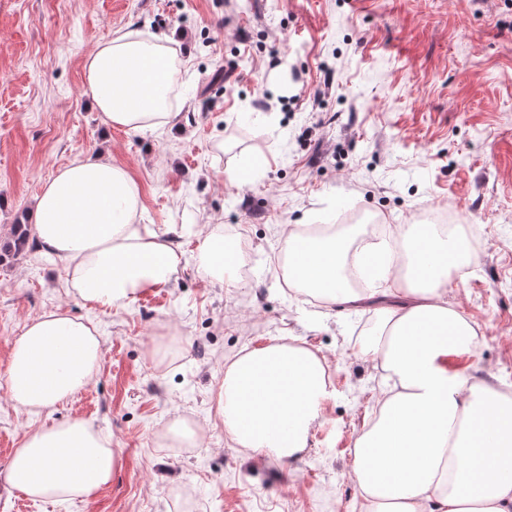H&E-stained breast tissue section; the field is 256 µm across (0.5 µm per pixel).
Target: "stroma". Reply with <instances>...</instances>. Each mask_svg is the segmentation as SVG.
Segmentation results:
<instances>
[{"instance_id":"obj_1","label":"stroma","mask_w":512,"mask_h":512,"mask_svg":"<svg viewBox=\"0 0 512 512\" xmlns=\"http://www.w3.org/2000/svg\"><path fill=\"white\" fill-rule=\"evenodd\" d=\"M118 30L173 37L175 116L144 133L106 127L86 92L88 56ZM96 154L139 184L140 223L188 254L218 224L235 252L223 281L189 263L119 310L70 295L41 248L0 263V512H352V448L382 389L359 352L374 309L284 288V225L453 212L479 247L448 300L478 346L448 368L512 391V0H0V241L57 168ZM55 308L98 326L100 369L68 402L17 410L8 340ZM292 338L327 356L329 395L285 464L225 441L214 389L252 343ZM174 412L201 446L164 439ZM71 417L111 434V482L21 503L3 478L12 449Z\"/></svg>"}]
</instances>
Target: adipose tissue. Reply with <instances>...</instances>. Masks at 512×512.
<instances>
[{"instance_id":"adipose-tissue-1","label":"adipose tissue","mask_w":512,"mask_h":512,"mask_svg":"<svg viewBox=\"0 0 512 512\" xmlns=\"http://www.w3.org/2000/svg\"><path fill=\"white\" fill-rule=\"evenodd\" d=\"M85 68L108 125L146 130L170 119L174 71L163 45L121 32L99 44ZM139 196L126 169L98 156L58 169L41 186L33 231L63 261L75 298L126 308L189 259L139 223ZM398 236L405 250H387L374 289L347 280L354 240L346 231L288 249L290 279L326 303L383 296L377 325L360 342L386 388L353 448L359 512H512V394L448 368L449 355L477 344L471 321L448 302L449 282L473 257L434 224L403 225ZM102 350L91 322L59 309L30 318L10 348V401L32 412L70 399L93 382ZM326 366L320 352L282 342L232 360L217 393L226 437L265 457L302 456L329 394ZM117 466L111 436L75 417L25 433L6 480L32 499L63 503L97 493Z\"/></svg>"}]
</instances>
